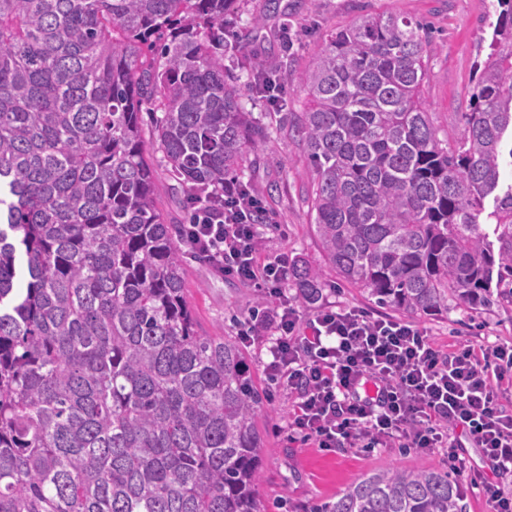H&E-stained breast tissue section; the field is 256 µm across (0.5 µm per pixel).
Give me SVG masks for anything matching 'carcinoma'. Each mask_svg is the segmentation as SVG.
Returning <instances> with one entry per match:
<instances>
[{
	"instance_id": "1",
	"label": "carcinoma",
	"mask_w": 512,
	"mask_h": 512,
	"mask_svg": "<svg viewBox=\"0 0 512 512\" xmlns=\"http://www.w3.org/2000/svg\"><path fill=\"white\" fill-rule=\"evenodd\" d=\"M496 2L466 136L448 142L420 97L430 36L406 17L332 34L293 76L305 111L282 100L273 129L224 68L236 0H0V512H265L270 389L239 342L196 329L144 111L202 196L273 134L299 138L326 261L291 264L301 307L320 306L328 269L411 317L512 298V0ZM241 67L280 90L264 59ZM311 512L467 505L448 472L389 466Z\"/></svg>"
}]
</instances>
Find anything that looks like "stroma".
<instances>
[{
  "instance_id": "stroma-1",
  "label": "stroma",
  "mask_w": 512,
  "mask_h": 512,
  "mask_svg": "<svg viewBox=\"0 0 512 512\" xmlns=\"http://www.w3.org/2000/svg\"><path fill=\"white\" fill-rule=\"evenodd\" d=\"M266 0H238V26L244 53L261 55L269 66L286 68L289 80L282 90L290 109L302 111L305 94L291 76L308 67L325 41L354 21L388 12L427 24L436 47L428 59L422 86L424 107L443 140L463 137L465 127L457 113L466 111L474 87V66L484 60L490 42L493 0H280L285 15L267 14ZM264 16L255 25L256 16ZM257 162L248 174L250 183L265 196L275 222L267 231L261 259L282 256L324 263L321 243L312 225L306 194L313 170L294 137L284 134L262 144ZM155 197L167 223L182 226L188 221V191L165 167L157 163ZM187 298L201 333L236 336L239 324L263 292L253 283L227 278L182 246ZM440 346L463 339H488L512 345V303L504 302L478 313L449 304L445 314L418 318ZM273 413L264 431L269 452L263 458L261 498L267 512H311L351 483L374 469L389 465L447 469L441 449L419 454L407 448H335L323 450L291 438L288 420L291 402L286 394L273 393Z\"/></svg>"
}]
</instances>
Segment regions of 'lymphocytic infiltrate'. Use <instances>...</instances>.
<instances>
[{
  "label": "lymphocytic infiltrate",
  "instance_id": "lymphocytic-infiltrate-1",
  "mask_svg": "<svg viewBox=\"0 0 512 512\" xmlns=\"http://www.w3.org/2000/svg\"><path fill=\"white\" fill-rule=\"evenodd\" d=\"M184 239L216 272L257 284L273 302L250 313L240 341L266 343L267 376L293 403L289 430L315 447L441 448L449 469L479 489L488 512H512V346H438L428 330L359 308L304 315L283 292L287 260H260L261 201L225 184L224 196H191ZM481 449L468 465L465 445Z\"/></svg>",
  "mask_w": 512,
  "mask_h": 512
}]
</instances>
